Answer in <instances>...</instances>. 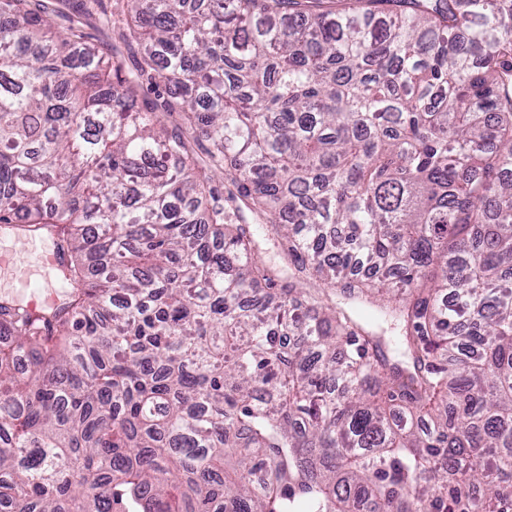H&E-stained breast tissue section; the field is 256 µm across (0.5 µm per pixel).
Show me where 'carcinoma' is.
<instances>
[{
    "instance_id": "cac0c4a2",
    "label": "carcinoma",
    "mask_w": 512,
    "mask_h": 512,
    "mask_svg": "<svg viewBox=\"0 0 512 512\" xmlns=\"http://www.w3.org/2000/svg\"><path fill=\"white\" fill-rule=\"evenodd\" d=\"M30 2L0 223L66 291L0 303V512H512V0H115L132 68ZM11 225L9 229L13 232L14 239L23 244L24 249L30 247L29 254H17L10 247L0 249V281L8 280L14 288H25L30 291L31 299L26 304L23 294H15L12 299L14 303L27 305L28 310L34 315H44L55 309L58 305L56 300L43 296L38 288H41L33 279L31 274L36 267H47L51 269H60L62 264L56 249L44 253L39 252V242L44 241L49 236L42 232L25 233L18 229L20 224H2ZM13 225V226H12ZM23 247L17 246V249L23 252Z\"/></svg>"
}]
</instances>
